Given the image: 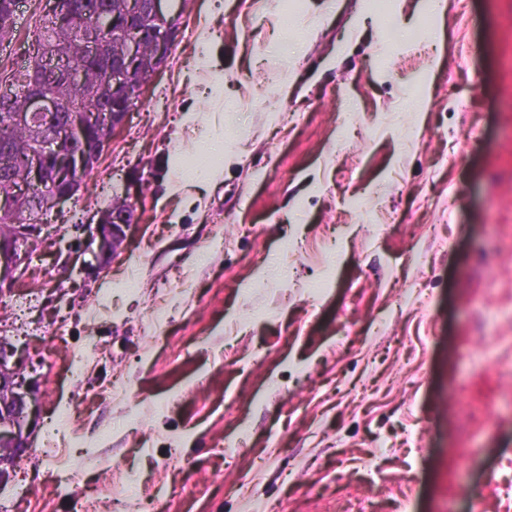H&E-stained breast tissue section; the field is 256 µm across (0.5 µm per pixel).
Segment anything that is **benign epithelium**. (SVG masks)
<instances>
[{
	"label": "benign epithelium",
	"instance_id": "7a95c632",
	"mask_svg": "<svg viewBox=\"0 0 512 512\" xmlns=\"http://www.w3.org/2000/svg\"><path fill=\"white\" fill-rule=\"evenodd\" d=\"M172 0H127L124 20L102 15V22L91 23L83 47L96 49L107 41L109 55L103 60L100 75L103 85L114 91L123 90L129 100L137 102L144 90L167 65L172 49L180 9L170 5ZM148 41L154 48L153 67L147 71L140 66V50ZM56 37L47 35L31 58L29 74L18 88L26 107L7 113L8 122L33 131L27 154V182L9 184L0 193V213H11L27 207L34 199L32 188L39 187L41 202L34 210L51 213L72 199L82 180L96 167L112 140L126 123L128 113L119 112L108 103L82 111L45 91L49 82L78 81V72L71 64L57 63ZM103 133L97 151L90 155L81 149L62 152L64 142L85 141L90 129ZM58 162V180L70 185L66 190L44 188L45 173L52 162ZM130 227L128 212L103 213L91 229L88 250L102 260L116 256L122 248ZM46 235L52 236L58 252L66 248L65 232L59 225L38 221H20L12 225L9 238L0 239V296H5L13 282L21 276L34 246ZM32 358L18 354L14 343L0 336V486L10 480L2 465L22 456L29 448L35 422L33 407L38 404V380L30 369Z\"/></svg>",
	"mask_w": 512,
	"mask_h": 512
}]
</instances>
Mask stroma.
Returning a JSON list of instances; mask_svg holds the SVG:
<instances>
[{"label": "stroma", "instance_id": "obj_1", "mask_svg": "<svg viewBox=\"0 0 512 512\" xmlns=\"http://www.w3.org/2000/svg\"><path fill=\"white\" fill-rule=\"evenodd\" d=\"M381 2L188 0L165 70L52 216L69 258L39 245L0 299L51 358L42 415L97 512H512V166L491 161L512 153V11ZM48 9L19 0L0 68L25 65ZM202 137L224 154L186 192ZM125 194L102 268L76 225ZM61 317L60 347L43 329ZM117 379L134 404L103 395ZM30 445L13 512H76L42 432ZM113 466L137 477L117 502Z\"/></svg>", "mask_w": 512, "mask_h": 512}]
</instances>
